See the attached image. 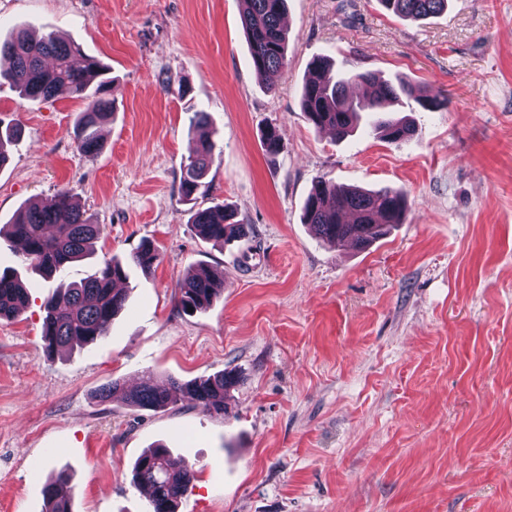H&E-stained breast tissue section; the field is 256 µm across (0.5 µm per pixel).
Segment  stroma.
<instances>
[{
	"mask_svg": "<svg viewBox=\"0 0 512 512\" xmlns=\"http://www.w3.org/2000/svg\"><path fill=\"white\" fill-rule=\"evenodd\" d=\"M288 66L274 90L252 66L239 0H0V38L55 34L112 67V117L92 159L73 127L82 100L0 85V124L22 130L0 167V226L68 189L103 234L89 258L45 279L0 238L29 298L0 320V512H42L66 473L73 512H146L135 461L156 445L192 465L178 512H512V0H449L413 22L379 0H288ZM406 77L409 142L369 122L346 139L301 105L310 62ZM187 93H179V85ZM205 108L216 131L199 207L248 224L218 247L180 197ZM279 126L283 149L260 139ZM407 195L402 224L367 249L329 245L302 222L316 177ZM153 241L130 270L125 308L101 341L46 359L44 301ZM223 272L206 310L185 314L190 265ZM234 372L224 415L101 402L111 381Z\"/></svg>",
	"mask_w": 512,
	"mask_h": 512,
	"instance_id": "obj_1",
	"label": "stroma"
}]
</instances>
